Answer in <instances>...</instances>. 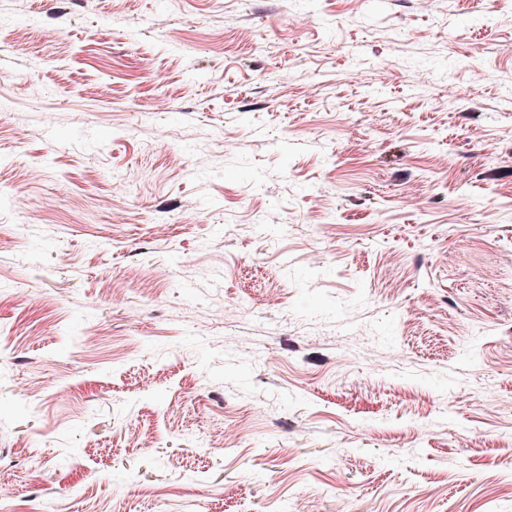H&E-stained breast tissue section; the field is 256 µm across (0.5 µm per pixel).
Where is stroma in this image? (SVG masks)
<instances>
[{
    "label": "stroma",
    "instance_id": "stroma-1",
    "mask_svg": "<svg viewBox=\"0 0 512 512\" xmlns=\"http://www.w3.org/2000/svg\"><path fill=\"white\" fill-rule=\"evenodd\" d=\"M0 478L512 512V0H0Z\"/></svg>",
    "mask_w": 512,
    "mask_h": 512
}]
</instances>
